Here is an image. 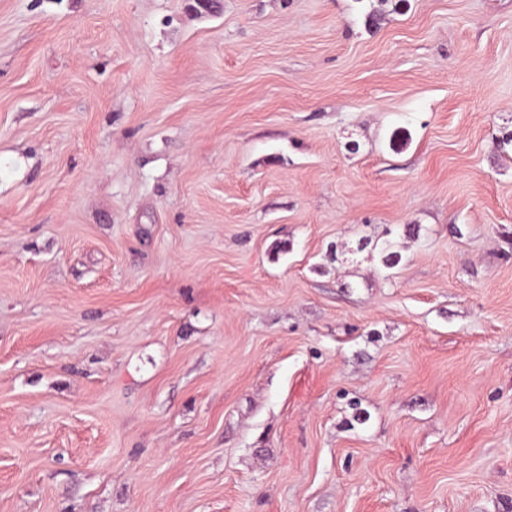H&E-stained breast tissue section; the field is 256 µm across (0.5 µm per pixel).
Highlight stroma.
<instances>
[{"label": "stroma", "instance_id": "1", "mask_svg": "<svg viewBox=\"0 0 512 512\" xmlns=\"http://www.w3.org/2000/svg\"><path fill=\"white\" fill-rule=\"evenodd\" d=\"M0 512H512V0H0Z\"/></svg>", "mask_w": 512, "mask_h": 512}]
</instances>
